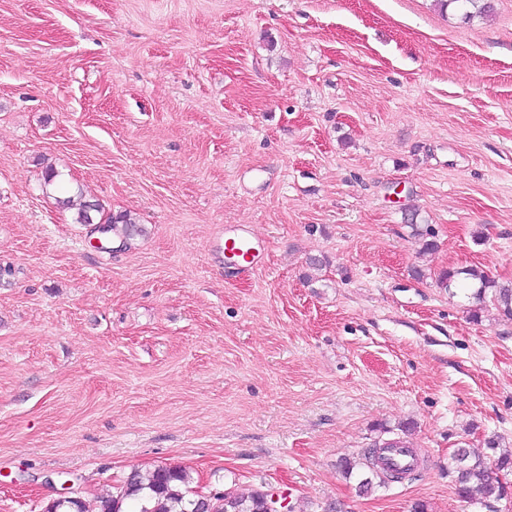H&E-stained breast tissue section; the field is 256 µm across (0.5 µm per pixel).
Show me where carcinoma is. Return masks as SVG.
I'll list each match as a JSON object with an SVG mask.
<instances>
[{"mask_svg":"<svg viewBox=\"0 0 512 512\" xmlns=\"http://www.w3.org/2000/svg\"><path fill=\"white\" fill-rule=\"evenodd\" d=\"M443 9L455 4L463 10L464 19L483 17L493 11L491 0H437ZM110 238L128 247L131 241L144 234V228L127 214H119L104 220ZM464 274L477 285L473 298L481 302L486 294H492L494 302L505 316H512V284L501 285L475 269L442 272L437 283L442 288L451 287L454 279ZM452 471L455 473V489L459 497L472 501L475 493L482 492L501 500L507 495V486L499 482L497 471L512 468V451L498 455L491 464L481 454L467 448L457 449L451 457ZM189 472L181 466H158L153 470L131 471L117 487L116 493L98 496L89 504L81 498L59 499L52 503L47 512H60L68 507L70 512H124L123 504L128 499H136L148 492L149 505L142 506L139 512H268V504L273 495L265 491H255L241 496L229 489L218 491L212 497H205L189 490Z\"/></svg>","mask_w":512,"mask_h":512,"instance_id":"cac0c4a2","label":"carcinoma"}]
</instances>
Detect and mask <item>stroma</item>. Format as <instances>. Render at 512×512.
Returning a JSON list of instances; mask_svg holds the SVG:
<instances>
[{"instance_id":"stroma-1","label":"stroma","mask_w":512,"mask_h":512,"mask_svg":"<svg viewBox=\"0 0 512 512\" xmlns=\"http://www.w3.org/2000/svg\"><path fill=\"white\" fill-rule=\"evenodd\" d=\"M80 195L145 236L97 247ZM0 266V512L161 465L293 512H486L448 467L512 450V319L437 279L512 283V0H0ZM385 428L421 465L359 493L340 464ZM441 9H447L451 4H456L463 10L465 20L474 17H483L493 11L491 0H436ZM224 251L236 259L237 270L248 273L258 266L261 251L259 239L248 224H232L224 227ZM238 259H237V258Z\"/></svg>"}]
</instances>
